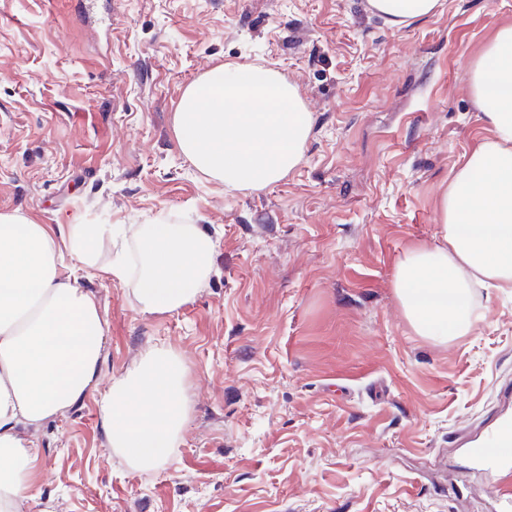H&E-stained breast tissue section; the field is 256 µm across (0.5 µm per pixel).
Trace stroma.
<instances>
[{
	"instance_id": "obj_1",
	"label": "stroma",
	"mask_w": 512,
	"mask_h": 512,
	"mask_svg": "<svg viewBox=\"0 0 512 512\" xmlns=\"http://www.w3.org/2000/svg\"><path fill=\"white\" fill-rule=\"evenodd\" d=\"M442 2L397 29L367 0H0V213L59 231L163 217L215 245L174 312L79 280L107 323L99 375L19 425L38 447L28 512H500V472L467 448L512 415V288H474L480 321L441 343L393 284L493 137L471 68L512 0ZM225 63L280 71L312 114L301 162L261 190L226 191L176 140L186 88ZM156 344L188 368L192 409L142 473L98 400Z\"/></svg>"
}]
</instances>
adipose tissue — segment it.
I'll list each match as a JSON object with an SVG mask.
<instances>
[{"label": "adipose tissue", "mask_w": 512, "mask_h": 512, "mask_svg": "<svg viewBox=\"0 0 512 512\" xmlns=\"http://www.w3.org/2000/svg\"><path fill=\"white\" fill-rule=\"evenodd\" d=\"M395 27L434 14L441 0H369ZM472 90L494 137L476 148L441 202V245L408 251L394 286L419 335L466 334L478 314L474 285L512 288V25L501 27L471 69ZM104 224H74L68 250L79 272L132 285L145 314L180 309L211 274V239L193 224H141L133 248L101 264ZM106 323L95 300L58 269L49 225L0 213V512L25 499L38 449L20 436L71 406L95 380ZM187 369L162 345L113 380L99 402L112 448L132 469L168 462L181 443L190 401Z\"/></svg>", "instance_id": "adipose-tissue-1"}]
</instances>
